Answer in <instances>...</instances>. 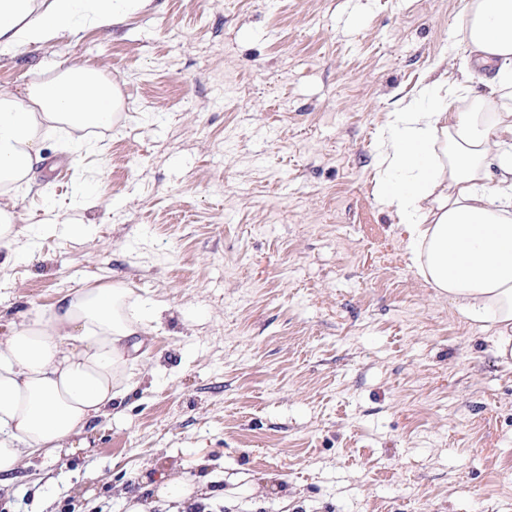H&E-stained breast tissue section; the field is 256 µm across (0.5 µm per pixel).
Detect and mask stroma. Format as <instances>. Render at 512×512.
<instances>
[{
  "mask_svg": "<svg viewBox=\"0 0 512 512\" xmlns=\"http://www.w3.org/2000/svg\"><path fill=\"white\" fill-rule=\"evenodd\" d=\"M465 0H154L0 54V91L89 64L108 134L53 127L9 190L0 335L122 282L156 331L91 448L39 457L0 512H512V368L412 267L377 200L387 115L428 82L460 107ZM162 480L155 489L156 497L181 505L192 495L204 497L208 493L205 483H195L184 476L168 477Z\"/></svg>",
  "mask_w": 512,
  "mask_h": 512,
  "instance_id": "1",
  "label": "stroma"
}]
</instances>
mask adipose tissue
I'll list each match as a JSON object with an SVG mask.
<instances>
[{"label": "adipose tissue", "instance_id": "ef3b65f1", "mask_svg": "<svg viewBox=\"0 0 512 512\" xmlns=\"http://www.w3.org/2000/svg\"><path fill=\"white\" fill-rule=\"evenodd\" d=\"M151 0H0V53L40 45L80 16L119 23ZM463 42L489 88L459 109L451 90L421 87L390 113L378 143L399 181H382L378 200L398 219L413 267L512 362V107L496 96L512 86V0H466ZM119 92L90 65L62 70L23 93L0 92V183L29 177L41 162L43 123H109ZM128 288L108 282L61 296L0 336V484L27 460L86 450L127 380L124 344L151 335Z\"/></svg>", "mask_w": 512, "mask_h": 512}]
</instances>
